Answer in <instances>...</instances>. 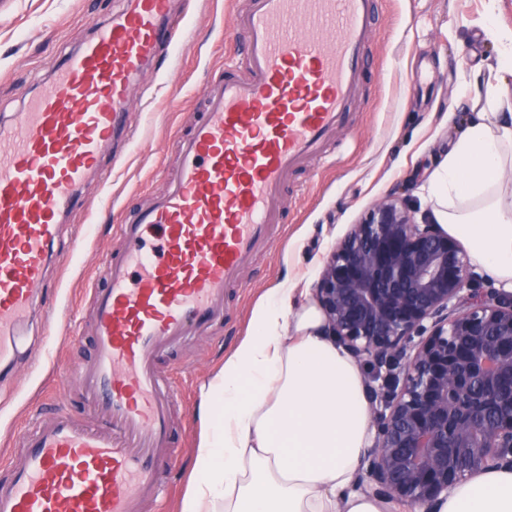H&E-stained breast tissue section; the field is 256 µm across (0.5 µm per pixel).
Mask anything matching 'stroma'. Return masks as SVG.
<instances>
[{"label":"stroma","mask_w":512,"mask_h":512,"mask_svg":"<svg viewBox=\"0 0 512 512\" xmlns=\"http://www.w3.org/2000/svg\"><path fill=\"white\" fill-rule=\"evenodd\" d=\"M125 0H0V122L47 80L46 62L78 48ZM244 0H173L185 35L162 69L146 70L127 118L133 139L105 150L104 178H91L88 207L67 216L55 246L61 269L45 333L27 331L12 373L0 372V468L11 430L29 428L57 409L96 421L74 370L92 356V310L86 290L106 258L120 249L114 227L148 204L174 175L171 142L195 119L213 74L238 60L234 11ZM366 74L347 129L326 155L309 161L286 190L282 229L267 252L246 267L226 301L224 320L165 354L171 377L176 469L163 502L146 512H180L201 433L202 389L250 331L253 310L274 288H308L351 224L396 187L419 210L429 209L427 184L472 110L457 104L464 75L495 49L478 25L485 0H377Z\"/></svg>","instance_id":"1"}]
</instances>
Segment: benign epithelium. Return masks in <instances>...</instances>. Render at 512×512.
Returning <instances> with one entry per match:
<instances>
[{"instance_id":"benign-epithelium-1","label":"benign epithelium","mask_w":512,"mask_h":512,"mask_svg":"<svg viewBox=\"0 0 512 512\" xmlns=\"http://www.w3.org/2000/svg\"><path fill=\"white\" fill-rule=\"evenodd\" d=\"M472 280L457 240L396 188L314 283L326 335L370 369L357 485L389 509L430 510L467 477L512 469V292Z\"/></svg>"}]
</instances>
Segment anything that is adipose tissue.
Wrapping results in <instances>:
<instances>
[{"instance_id": "1", "label": "adipose tissue", "mask_w": 512, "mask_h": 512, "mask_svg": "<svg viewBox=\"0 0 512 512\" xmlns=\"http://www.w3.org/2000/svg\"><path fill=\"white\" fill-rule=\"evenodd\" d=\"M493 61L462 98L477 107L433 171L436 222L489 278L512 291V29L486 21ZM275 288L223 367L203 388L194 481L180 512H384L353 491L371 444L360 365L324 332V315ZM435 512H512V469L458 484Z\"/></svg>"}]
</instances>
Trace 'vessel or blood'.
Instances as JSON below:
<instances>
[{
    "label": "vessel or blood",
    "instance_id": "obj_1",
    "mask_svg": "<svg viewBox=\"0 0 512 512\" xmlns=\"http://www.w3.org/2000/svg\"><path fill=\"white\" fill-rule=\"evenodd\" d=\"M170 0L126 7L66 55L0 124V367L45 287L64 213L125 128ZM242 58L213 76L177 138L178 170L118 227L91 289L94 356L76 369L102 424L57 410L17 433L0 512H143L164 485L168 380L160 358L224 318V290L275 237L288 176L344 127L373 34V0H248Z\"/></svg>",
    "mask_w": 512,
    "mask_h": 512
}]
</instances>
